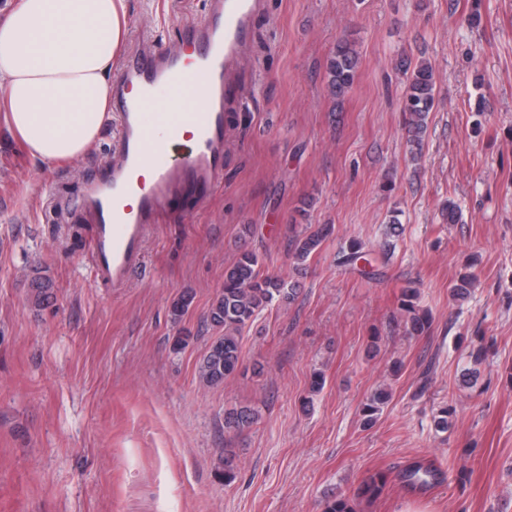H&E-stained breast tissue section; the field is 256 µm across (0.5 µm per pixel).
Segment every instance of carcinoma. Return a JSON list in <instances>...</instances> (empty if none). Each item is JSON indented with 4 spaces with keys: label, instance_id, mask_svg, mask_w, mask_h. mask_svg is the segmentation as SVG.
<instances>
[{
    "label": "carcinoma",
    "instance_id": "1",
    "mask_svg": "<svg viewBox=\"0 0 512 512\" xmlns=\"http://www.w3.org/2000/svg\"><path fill=\"white\" fill-rule=\"evenodd\" d=\"M359 54L350 42L340 40L330 50L325 61V80L328 94L338 99L353 86L359 68ZM404 70L410 72L406 91L401 101V111L406 115L408 142L412 159H417L421 141L428 127L430 112L433 111L437 79L432 66L424 59L415 65L403 63ZM329 233L323 225L309 234L295 237L292 257L299 264L320 247ZM371 253L363 250L357 242L351 243L342 251L340 264L356 266L371 264ZM296 289L287 286L283 279L264 275L260 271L258 255L249 250L240 253L237 260L224 271V285L212 301L207 322L211 328L221 331L207 345L197 363L199 380L207 386H219L224 379L236 374L242 367L240 346L241 332L251 325L265 308L278 302H287L295 297ZM52 287L47 282H37L31 288L30 302L40 308L50 301ZM416 289L406 288L402 292L401 310L408 315L411 330L420 332L428 326V318L419 314L413 304ZM194 296L185 291L173 301L171 318L178 324L192 305ZM256 420V412L250 408H240L227 413L224 425L228 429L243 430ZM436 473L429 467L416 466L408 470L405 478L412 484L428 485L435 480ZM385 485L381 476H374L357 491L355 498H336L325 502L323 512H355V500L380 493Z\"/></svg>",
    "mask_w": 512,
    "mask_h": 512
}]
</instances>
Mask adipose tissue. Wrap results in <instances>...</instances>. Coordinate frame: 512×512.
Wrapping results in <instances>:
<instances>
[{
    "instance_id": "adipose-tissue-1",
    "label": "adipose tissue",
    "mask_w": 512,
    "mask_h": 512,
    "mask_svg": "<svg viewBox=\"0 0 512 512\" xmlns=\"http://www.w3.org/2000/svg\"><path fill=\"white\" fill-rule=\"evenodd\" d=\"M126 28V0H12L0 11V118L44 167L100 138Z\"/></svg>"
}]
</instances>
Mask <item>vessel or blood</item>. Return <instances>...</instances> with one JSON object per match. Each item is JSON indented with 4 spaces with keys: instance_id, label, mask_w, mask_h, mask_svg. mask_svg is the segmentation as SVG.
Instances as JSON below:
<instances>
[{
    "instance_id": "b4317fda",
    "label": "vessel or blood",
    "mask_w": 512,
    "mask_h": 512,
    "mask_svg": "<svg viewBox=\"0 0 512 512\" xmlns=\"http://www.w3.org/2000/svg\"><path fill=\"white\" fill-rule=\"evenodd\" d=\"M251 0H208L202 22L185 27L182 39L191 54L179 48L128 53L120 62L112 91L118 121V159L87 179L79 198L95 232L89 259L96 278L123 284L143 259V243L157 215L184 192L206 203L224 182V135L227 93L225 69L246 35ZM179 91L199 88L200 112H184L166 123L169 140L190 130L192 144L179 165L168 158L167 146L154 140L145 108L158 85ZM149 163L151 179L139 175Z\"/></svg>"
}]
</instances>
